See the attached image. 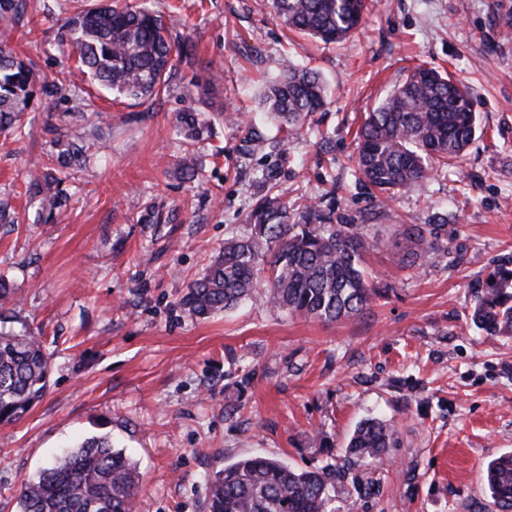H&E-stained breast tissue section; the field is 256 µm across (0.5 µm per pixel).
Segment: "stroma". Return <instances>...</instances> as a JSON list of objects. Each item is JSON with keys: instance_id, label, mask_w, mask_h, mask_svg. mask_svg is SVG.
<instances>
[{"instance_id": "1", "label": "stroma", "mask_w": 512, "mask_h": 512, "mask_svg": "<svg viewBox=\"0 0 512 512\" xmlns=\"http://www.w3.org/2000/svg\"><path fill=\"white\" fill-rule=\"evenodd\" d=\"M72 0H32L10 44L41 80L76 72L57 40ZM362 26L326 45L292 33L271 0H150L198 63L174 62L150 100L79 81L38 95L23 135H0V273L22 298L14 320L42 334L50 386L0 426V512L66 445L110 437L138 464L137 512H204L206 478L243 456L307 468L343 461L358 423L394 424L398 444L336 486V512H490L487 463L512 452V338L469 320L475 287L512 260V0H368ZM317 70L328 103L300 136L247 150L241 120L283 55ZM473 96L478 131L457 169L379 206L355 175L366 112L418 66ZM205 87L196 98L191 85ZM213 114L194 143L196 185L180 179L177 113ZM95 126L101 162L73 168L53 220L25 193L49 141ZM275 168L296 208L360 224L364 266L385 293L337 322L299 319L257 288L204 319L178 301L225 239L246 235L258 178ZM443 213L435 250L411 268L404 225Z\"/></svg>"}]
</instances>
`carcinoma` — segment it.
I'll use <instances>...</instances> for the list:
<instances>
[{"label": "carcinoma", "mask_w": 512, "mask_h": 512, "mask_svg": "<svg viewBox=\"0 0 512 512\" xmlns=\"http://www.w3.org/2000/svg\"><path fill=\"white\" fill-rule=\"evenodd\" d=\"M288 28L324 43L352 36L366 0H272ZM27 0H0V22L26 14ZM57 37L78 58V69L99 86L132 99L152 98L167 88L173 56L193 66L196 57L172 36L162 17L146 6L117 9L95 4L65 18ZM38 84L34 61L14 55L0 33V132L22 128ZM262 104L291 137L325 104L320 74L283 61ZM177 123L188 143L210 133L194 111ZM477 132L467 86L445 72L419 68L395 84L367 113L356 132L359 180L383 204L398 192L421 188L429 174L461 159ZM87 161L83 148L57 155L58 167L27 175V192L51 217L62 206L61 174ZM277 172L260 177L263 190L246 215L249 235L230 238L179 300L191 319L239 306L265 281L276 308L305 318L336 322L365 311L382 296L364 268L360 224H336L333 212L293 206L278 191ZM436 224H410L403 231L402 263L413 267L434 246ZM16 304L14 289L0 275V312ZM470 318L489 336H512V260L498 264L477 288ZM49 356L42 337L0 326V425L23 419L44 396ZM398 441L395 426L376 418L352 433L342 465L296 468L280 459L246 456L224 464L208 480L206 512H335L336 482L361 462L379 461ZM484 483L492 512H512V452L491 460ZM141 492L137 463L106 436L68 448L36 476L21 483L18 512H136Z\"/></svg>", "instance_id": "carcinoma-1"}]
</instances>
